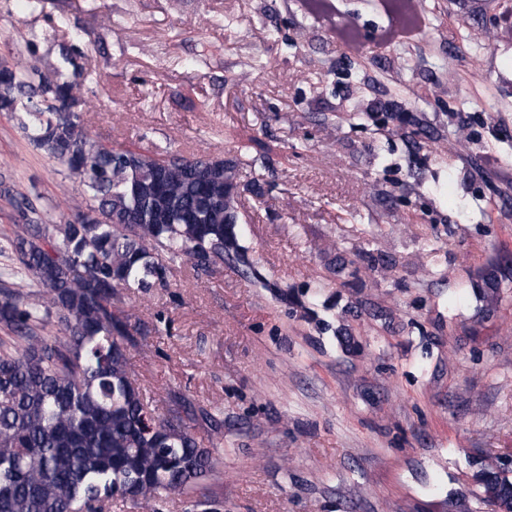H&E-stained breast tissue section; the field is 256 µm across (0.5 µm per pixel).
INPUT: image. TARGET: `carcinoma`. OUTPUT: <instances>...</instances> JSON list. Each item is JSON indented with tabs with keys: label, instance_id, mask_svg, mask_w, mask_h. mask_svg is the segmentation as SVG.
I'll return each instance as SVG.
<instances>
[{
	"label": "carcinoma",
	"instance_id": "obj_1",
	"mask_svg": "<svg viewBox=\"0 0 512 512\" xmlns=\"http://www.w3.org/2000/svg\"><path fill=\"white\" fill-rule=\"evenodd\" d=\"M87 80L0 67V112L81 185L61 224L45 223L28 194L12 197L8 249L18 267L0 273V326L11 333L0 349V512L150 505L214 471L191 433L195 415L155 418L130 368L128 318L114 304L165 284L176 264L212 272L226 257L245 260L237 163L93 141ZM30 281L39 294L24 291ZM477 482L481 499L512 512L505 471L483 469Z\"/></svg>",
	"mask_w": 512,
	"mask_h": 512
}]
</instances>
